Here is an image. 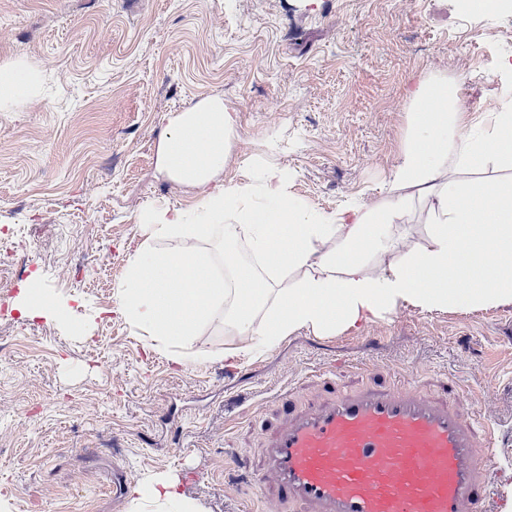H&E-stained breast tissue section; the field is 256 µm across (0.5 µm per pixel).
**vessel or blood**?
I'll use <instances>...</instances> for the list:
<instances>
[{
	"instance_id": "b4317fda",
	"label": "vessel or blood",
	"mask_w": 512,
	"mask_h": 512,
	"mask_svg": "<svg viewBox=\"0 0 512 512\" xmlns=\"http://www.w3.org/2000/svg\"><path fill=\"white\" fill-rule=\"evenodd\" d=\"M477 424L399 376L289 410L255 480L277 489L266 512H493L492 435Z\"/></svg>"
}]
</instances>
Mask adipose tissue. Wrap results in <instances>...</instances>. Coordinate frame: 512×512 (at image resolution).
Returning <instances> with one entry per match:
<instances>
[{"instance_id": "1", "label": "adipose tissue", "mask_w": 512, "mask_h": 512, "mask_svg": "<svg viewBox=\"0 0 512 512\" xmlns=\"http://www.w3.org/2000/svg\"><path fill=\"white\" fill-rule=\"evenodd\" d=\"M38 95L36 71L0 66L1 110ZM235 134L218 96L170 115L159 170L196 204L138 214L141 246L120 284L121 314L158 345L179 344L181 362L196 360L194 337L216 321L248 353L303 329H355L404 303H512V107L473 116L447 78L423 77L384 194L332 212L293 195L273 162L249 161L248 180L225 181ZM177 486L157 475L134 492L151 512H198Z\"/></svg>"}]
</instances>
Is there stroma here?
Wrapping results in <instances>:
<instances>
[{"mask_svg": "<svg viewBox=\"0 0 512 512\" xmlns=\"http://www.w3.org/2000/svg\"><path fill=\"white\" fill-rule=\"evenodd\" d=\"M508 57L512 0H0V63L45 75L37 107L0 112V242L24 237L30 254L0 269V512H129L148 474L176 476L201 512H261L275 488L252 476L284 403L397 373L485 413L495 462L512 465V304H407L229 360L235 339L212 325L185 367L118 311L137 209L195 203L158 170L171 113L223 97L237 115L225 179L269 159L330 211L381 194L419 78L448 73L477 116L512 103ZM28 288L68 302L69 320L21 318Z\"/></svg>", "mask_w": 512, "mask_h": 512, "instance_id": "stroma-1", "label": "stroma"}]
</instances>
